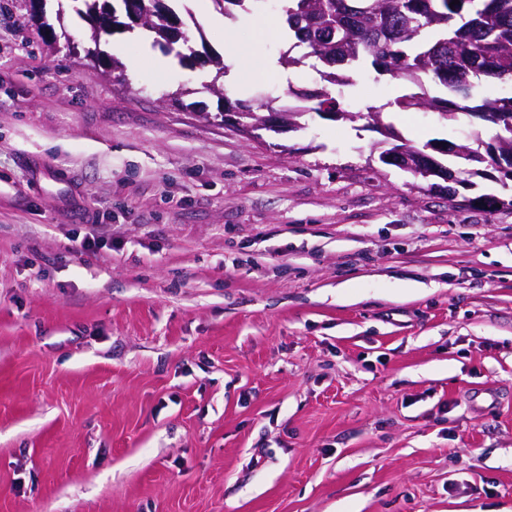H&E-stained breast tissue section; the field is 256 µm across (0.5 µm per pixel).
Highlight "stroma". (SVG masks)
<instances>
[{
	"label": "stroma",
	"mask_w": 512,
	"mask_h": 512,
	"mask_svg": "<svg viewBox=\"0 0 512 512\" xmlns=\"http://www.w3.org/2000/svg\"><path fill=\"white\" fill-rule=\"evenodd\" d=\"M174 7L236 88L131 32L93 67L73 0L44 10L74 53L0 0V512H512V209L378 161L491 125L360 69L355 120L253 140L225 102L325 87L260 71L281 7Z\"/></svg>",
	"instance_id": "1"
}]
</instances>
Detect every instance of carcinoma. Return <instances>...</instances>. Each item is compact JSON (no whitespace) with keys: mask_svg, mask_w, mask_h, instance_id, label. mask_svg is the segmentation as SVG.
I'll return each instance as SVG.
<instances>
[{"mask_svg":"<svg viewBox=\"0 0 512 512\" xmlns=\"http://www.w3.org/2000/svg\"><path fill=\"white\" fill-rule=\"evenodd\" d=\"M144 18L142 27L154 35V43L170 47L166 17L176 20L174 8L158 0H75L76 12L91 22L92 40L112 34L114 20L126 15L129 2ZM224 16L246 12L253 0H212ZM285 23L293 33L291 49L298 56L280 58L284 66L304 64L332 85H349L348 74L332 71L337 65L350 70L370 67L379 75H390L420 89L395 101L400 108H424L456 113L490 112L500 117L504 134L483 140V130L472 129L450 148L453 157L469 164L488 157L512 154V96L483 97L473 105L474 90L486 77L512 81V0H293ZM325 66L321 70L318 65ZM311 102L304 110L323 116L343 111L342 102L329 91L295 93ZM485 145L487 149L480 151ZM478 171L448 167V181L470 187L469 177Z\"/></svg>","mask_w":512,"mask_h":512,"instance_id":"1","label":"carcinoma"}]
</instances>
